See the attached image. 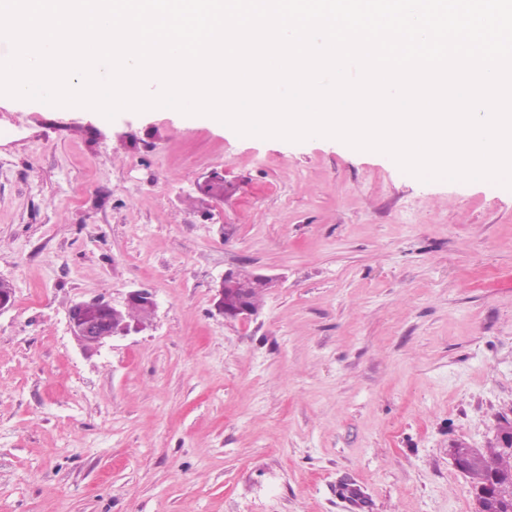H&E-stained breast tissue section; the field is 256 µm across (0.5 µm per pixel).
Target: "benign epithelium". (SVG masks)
Segmentation results:
<instances>
[{"label": "benign epithelium", "mask_w": 512, "mask_h": 512, "mask_svg": "<svg viewBox=\"0 0 512 512\" xmlns=\"http://www.w3.org/2000/svg\"><path fill=\"white\" fill-rule=\"evenodd\" d=\"M145 312L141 319L117 323V318L130 308ZM155 294L137 288L127 292L124 303L115 306L101 299L76 304L70 311L69 324L74 338L86 349H95L106 340L124 337L138 332L155 312ZM215 309L226 320L244 322L258 315V309L249 304L245 289L237 287L236 270L228 269L221 278L215 295ZM504 496L512 500V481L503 485H492L474 493L475 499Z\"/></svg>", "instance_id": "obj_1"}]
</instances>
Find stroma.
<instances>
[{"mask_svg": "<svg viewBox=\"0 0 512 512\" xmlns=\"http://www.w3.org/2000/svg\"><path fill=\"white\" fill-rule=\"evenodd\" d=\"M229 268L277 280L244 324ZM0 279V512H475L450 450L512 419V191L333 141L1 97ZM137 308L143 310L145 316ZM156 308L155 294L142 288L128 291L124 303L119 306L111 305L101 299L80 302L70 311V330L84 348L95 349L110 338L124 337L131 332L140 331ZM124 312H126V319L134 321L118 324L116 318Z\"/></svg>", "mask_w": 512, "mask_h": 512, "instance_id": "obj_1", "label": "stroma"}]
</instances>
